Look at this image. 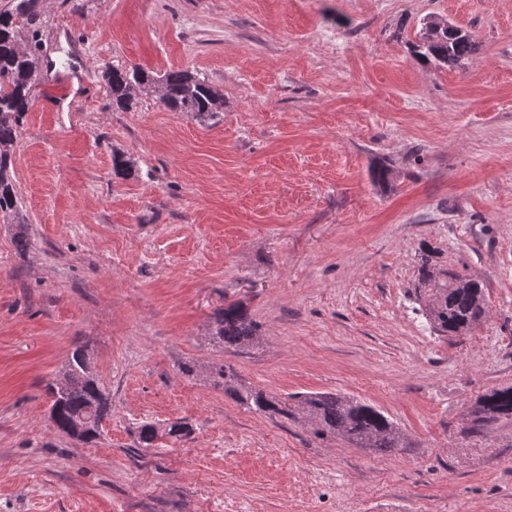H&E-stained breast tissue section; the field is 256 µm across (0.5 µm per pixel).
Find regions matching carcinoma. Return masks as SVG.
<instances>
[{
    "mask_svg": "<svg viewBox=\"0 0 512 512\" xmlns=\"http://www.w3.org/2000/svg\"><path fill=\"white\" fill-rule=\"evenodd\" d=\"M39 0H7L0 9V215L19 213L18 193L11 176L12 149L19 137L28 110L31 92L40 70L41 28L43 16ZM477 50L473 36L458 26L432 18L424 23L419 41L413 45L417 60L439 68L460 67ZM112 106L128 109L137 92L154 87L162 89L163 103L171 110L190 112L197 118H210L224 107V97L199 74L169 70L157 78L139 66L108 68L105 72ZM423 313L437 333L464 336L486 318L484 284L475 279L452 275L446 270L423 264L416 288ZM219 336L224 346H242L255 336L253 322L238 306L224 309ZM85 350L78 346L68 358L65 373L68 387L57 395L55 383L47 384L51 397V422L54 429L67 435L75 420H91V443L99 439V425L111 413L109 393L83 367ZM212 385L224 390L235 402L270 418L300 420L318 439H344L357 448L375 454L401 451L398 427L376 407L336 393H307L282 399L252 387L230 364H216L209 370ZM468 432H480L497 424L512 423V386L492 390L480 396L467 413ZM158 437L152 423L139 427L138 444L149 448Z\"/></svg>",
    "mask_w": 512,
    "mask_h": 512,
    "instance_id": "obj_1",
    "label": "carcinoma"
}]
</instances>
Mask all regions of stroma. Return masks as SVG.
I'll return each instance as SVG.
<instances>
[{
    "label": "stroma",
    "mask_w": 512,
    "mask_h": 512,
    "mask_svg": "<svg viewBox=\"0 0 512 512\" xmlns=\"http://www.w3.org/2000/svg\"><path fill=\"white\" fill-rule=\"evenodd\" d=\"M40 9L43 79L13 154L25 223H0V512H512V424L463 432L512 386V0ZM429 16L474 36L460 68L414 58ZM112 65L200 74L224 107L200 121L150 90L113 108ZM425 261L483 282L485 323L433 331ZM231 304L249 345L218 334ZM78 345L112 399L92 444L49 419ZM219 362L276 396L365 401L403 448L249 411L208 381ZM175 421L191 435H164Z\"/></svg>",
    "instance_id": "1"
}]
</instances>
